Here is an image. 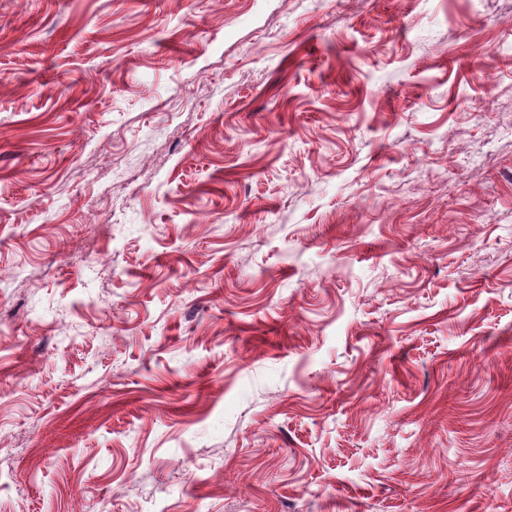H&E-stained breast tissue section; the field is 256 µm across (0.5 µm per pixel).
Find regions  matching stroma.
I'll return each instance as SVG.
<instances>
[{
  "mask_svg": "<svg viewBox=\"0 0 512 512\" xmlns=\"http://www.w3.org/2000/svg\"><path fill=\"white\" fill-rule=\"evenodd\" d=\"M512 512V0H0V512Z\"/></svg>",
  "mask_w": 512,
  "mask_h": 512,
  "instance_id": "35a3bbf8",
  "label": "stroma"
}]
</instances>
